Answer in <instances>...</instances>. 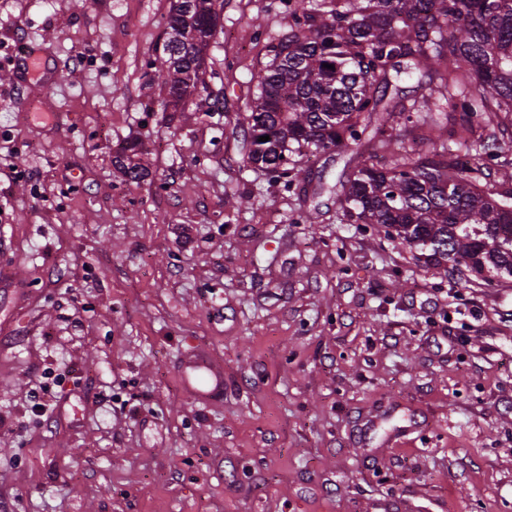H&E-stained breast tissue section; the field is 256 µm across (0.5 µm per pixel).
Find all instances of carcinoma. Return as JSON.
<instances>
[{
    "label": "carcinoma",
    "mask_w": 512,
    "mask_h": 512,
    "mask_svg": "<svg viewBox=\"0 0 512 512\" xmlns=\"http://www.w3.org/2000/svg\"><path fill=\"white\" fill-rule=\"evenodd\" d=\"M293 15L254 76L247 163L290 188L296 158L371 147L336 192L348 223L377 225L435 269L462 261L487 282L512 277V188L484 184L488 162L512 166V0H295ZM220 19L219 0H175L162 53L146 63L165 108L193 97L197 118L211 117L206 49ZM414 72L424 93L386 99L391 75ZM396 126L426 130L428 150L374 162ZM116 161L131 183L149 176L135 143Z\"/></svg>",
    "instance_id": "carcinoma-1"
}]
</instances>
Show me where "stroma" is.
I'll use <instances>...</instances> for the list:
<instances>
[{"label":"stroma","instance_id":"obj_1","mask_svg":"<svg viewBox=\"0 0 512 512\" xmlns=\"http://www.w3.org/2000/svg\"><path fill=\"white\" fill-rule=\"evenodd\" d=\"M172 5L0 0V63L23 38L69 75L25 110L0 81V512H512V279L347 223L356 148L300 158L290 190L247 165L287 0H224L219 124L164 111L146 63ZM132 138L137 185L113 163ZM46 367L74 378L41 417ZM189 368L192 373V380L198 386H195V390L200 396L206 397L218 388L223 387L222 375L203 359L195 360Z\"/></svg>","mask_w":512,"mask_h":512}]
</instances>
